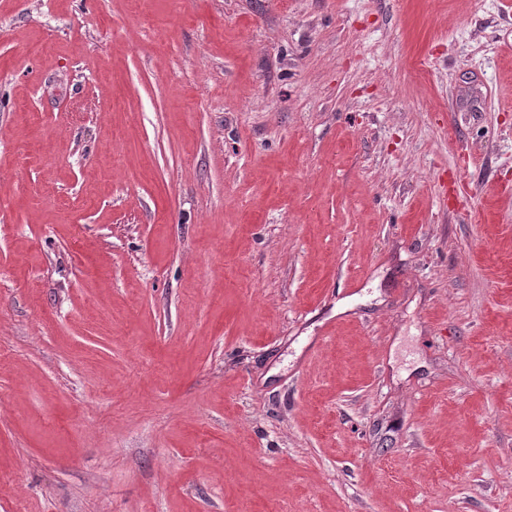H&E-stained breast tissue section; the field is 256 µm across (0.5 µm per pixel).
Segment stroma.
<instances>
[{"mask_svg":"<svg viewBox=\"0 0 512 512\" xmlns=\"http://www.w3.org/2000/svg\"><path fill=\"white\" fill-rule=\"evenodd\" d=\"M0 512H512V0H0Z\"/></svg>","mask_w":512,"mask_h":512,"instance_id":"stroma-1","label":"stroma"}]
</instances>
